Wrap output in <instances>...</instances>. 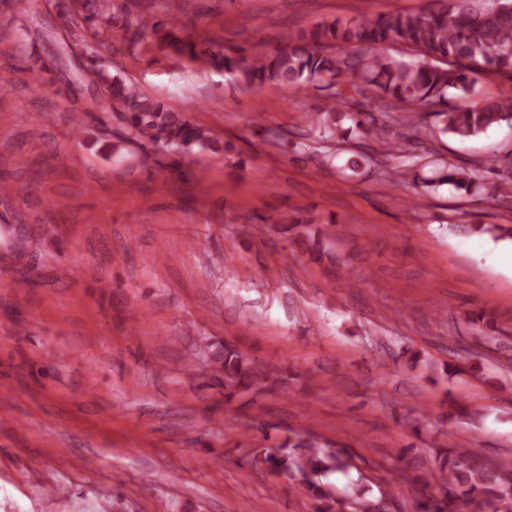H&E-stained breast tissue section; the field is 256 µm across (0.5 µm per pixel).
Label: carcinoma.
I'll return each instance as SVG.
<instances>
[{
	"instance_id": "carcinoma-1",
	"label": "carcinoma",
	"mask_w": 512,
	"mask_h": 512,
	"mask_svg": "<svg viewBox=\"0 0 512 512\" xmlns=\"http://www.w3.org/2000/svg\"><path fill=\"white\" fill-rule=\"evenodd\" d=\"M429 13L395 12L374 18L323 21L311 28L284 36V46L272 55L224 47L223 38L212 32L205 39L210 50L199 55L191 20H182L181 2H168V26L154 30L159 50H170L190 61H200L222 70L245 87L256 84L338 85L345 81L364 85L363 92L376 99L386 97L416 109L439 107L441 130L461 138L476 137L490 127L512 125V90L473 101L470 92L482 74H496L512 83V0H438ZM62 10L81 22L79 35L94 44L112 42V28L119 18L112 0H61ZM397 43L415 53L410 60L383 57L373 46ZM89 83L110 88L107 98L93 106L121 112L127 120V137L149 147L146 158L158 153L210 145L206 129L180 119L146 88L112 77L102 71L90 75ZM379 126L364 113L354 114L355 127L365 137L387 141L390 150L399 142L389 139L396 124L419 130L414 116L387 114ZM487 167L465 171L440 161L424 178L430 186L451 185L467 195H488L512 201V182L485 181L500 159L493 155ZM472 230L499 240L512 238V227L475 224ZM264 381L253 364L236 350L224 349V389L259 385ZM271 472L297 473L303 489L315 503V512H375L370 489L357 484L339 491L325 478L345 465L337 448L315 441L264 448L255 457ZM425 486L434 484L445 497V512H512V464L486 463L476 450L451 443L437 451L428 471L415 478Z\"/></svg>"
}]
</instances>
